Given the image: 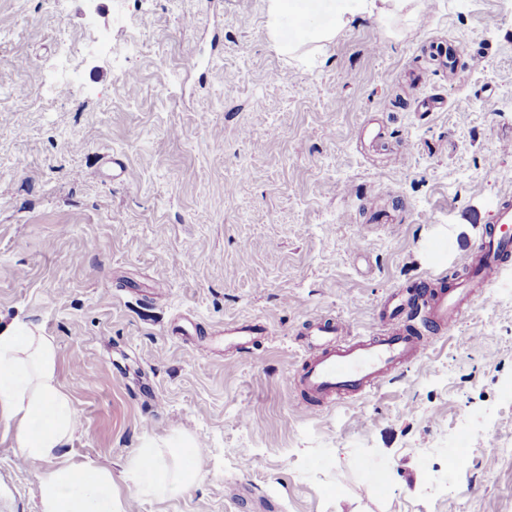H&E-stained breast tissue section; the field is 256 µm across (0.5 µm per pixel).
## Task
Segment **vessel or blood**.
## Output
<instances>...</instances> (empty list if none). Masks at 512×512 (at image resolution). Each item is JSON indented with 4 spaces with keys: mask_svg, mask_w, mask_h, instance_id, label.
Segmentation results:
<instances>
[{
    "mask_svg": "<svg viewBox=\"0 0 512 512\" xmlns=\"http://www.w3.org/2000/svg\"><path fill=\"white\" fill-rule=\"evenodd\" d=\"M511 252L512 204L506 202L499 209L497 224L478 246L467 279L449 283L438 277L420 288L390 294L378 309L375 330L367 336L353 335L339 317L312 321L308 334L316 352L298 375L299 387L316 399L363 396L376 389L426 353L429 341L410 329L411 319L422 318L440 331L453 329L474 298L487 296L499 277L504 255ZM266 333V326L259 322L233 320L224 325V344L245 349Z\"/></svg>",
    "mask_w": 512,
    "mask_h": 512,
    "instance_id": "vessel-or-blood-1",
    "label": "vessel or blood"
}]
</instances>
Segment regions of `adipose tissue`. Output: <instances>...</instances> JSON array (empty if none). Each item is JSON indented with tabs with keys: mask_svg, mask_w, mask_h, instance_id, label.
<instances>
[{
	"mask_svg": "<svg viewBox=\"0 0 512 512\" xmlns=\"http://www.w3.org/2000/svg\"><path fill=\"white\" fill-rule=\"evenodd\" d=\"M300 0H268V29L278 49L298 51L308 40L332 41L355 16L383 8L402 11L411 0H317L328 12L327 26L312 28ZM57 345L37 326L20 320L0 322V423L14 432L16 446L28 461L58 459V466L39 477L40 512H116L112 475L82 462L61 461L77 418L56 376ZM197 444L176 450L182 464L171 467L156 447L143 446L129 471L138 493L175 497L200 478Z\"/></svg>",
	"mask_w": 512,
	"mask_h": 512,
	"instance_id": "obj_1",
	"label": "adipose tissue"
}]
</instances>
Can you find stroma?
Wrapping results in <instances>:
<instances>
[{"label": "stroma", "instance_id": "stroma-1", "mask_svg": "<svg viewBox=\"0 0 512 512\" xmlns=\"http://www.w3.org/2000/svg\"><path fill=\"white\" fill-rule=\"evenodd\" d=\"M412 8L289 57L266 0H0V320L55 339L67 452L119 512H512V260L421 361L293 406L310 321L368 334L390 293L463 277L512 197V0ZM70 63L85 94L48 99ZM235 319L269 333L225 348ZM179 438L200 480L137 493L130 459ZM56 465L0 424V512H39Z\"/></svg>", "mask_w": 512, "mask_h": 512}]
</instances>
